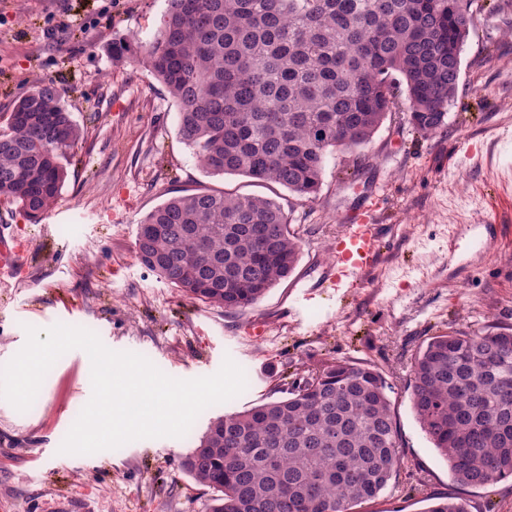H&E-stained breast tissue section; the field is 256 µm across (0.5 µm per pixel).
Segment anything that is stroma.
Here are the masks:
<instances>
[{"label": "stroma", "mask_w": 512, "mask_h": 512, "mask_svg": "<svg viewBox=\"0 0 512 512\" xmlns=\"http://www.w3.org/2000/svg\"><path fill=\"white\" fill-rule=\"evenodd\" d=\"M167 0H0V131L17 96L54 80L83 133L52 209L34 224L0 199V233L17 248L0 280V366L26 326L95 332L166 375L194 379L232 359L246 377L237 397L203 410L187 436L129 442L89 459L59 447L92 394L91 362L64 353L35 405L0 399V512H209L212 493L180 460L211 418L282 398L283 375L331 358L376 365L392 386L403 466L356 512H425L431 496L471 512H512V479L458 484L412 407L410 363L431 336L512 328V0H473L461 74L443 131L425 135L404 113L372 141L325 158L316 199L240 175L212 176L178 132V108L144 68L112 62V41L157 36ZM68 30H59L60 22ZM198 189L279 202L300 243L294 277L333 264L336 238L374 195L386 227L382 261L342 288L336 308L308 303L292 318V280L244 312L180 296L135 257L137 227L168 198ZM505 224L490 253L473 247L484 223ZM457 234L456 258L448 236Z\"/></svg>", "instance_id": "stroma-1"}]
</instances>
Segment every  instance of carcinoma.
Returning a JSON list of instances; mask_svg holds the SVG:
<instances>
[{"mask_svg": "<svg viewBox=\"0 0 512 512\" xmlns=\"http://www.w3.org/2000/svg\"><path fill=\"white\" fill-rule=\"evenodd\" d=\"M142 46L115 64L151 72L178 106V132L211 175L314 199L329 149L368 144L405 96L409 124L445 127L471 0H167ZM81 138L52 80L23 92L0 132V198L31 220L49 211ZM137 260L190 300L243 311L291 276L300 248L280 203L204 189L138 225ZM422 429L461 485L512 478V331L442 333L411 361ZM382 371L332 359L286 396L210 421L181 467L212 491L210 512H354L402 465ZM424 512H470L438 498Z\"/></svg>", "mask_w": 512, "mask_h": 512, "instance_id": "cac0c4a2", "label": "carcinoma"}]
</instances>
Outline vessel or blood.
<instances>
[{"label":"vessel or blood","instance_id":"vessel-or-blood-1","mask_svg":"<svg viewBox=\"0 0 512 512\" xmlns=\"http://www.w3.org/2000/svg\"><path fill=\"white\" fill-rule=\"evenodd\" d=\"M382 248L383 228L374 222V209L370 204H361L336 239L335 263L322 269L319 276L297 280L301 299H313L338 287L342 279L373 271L379 264Z\"/></svg>","mask_w":512,"mask_h":512}]
</instances>
